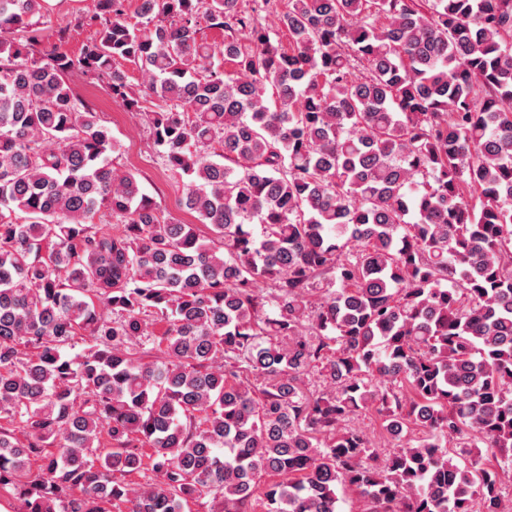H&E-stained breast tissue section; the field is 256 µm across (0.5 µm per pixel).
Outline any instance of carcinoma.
Instances as JSON below:
<instances>
[{
	"mask_svg": "<svg viewBox=\"0 0 512 512\" xmlns=\"http://www.w3.org/2000/svg\"><path fill=\"white\" fill-rule=\"evenodd\" d=\"M269 2L140 0L130 25L91 0L79 54L39 55L47 0H0V496L19 512H251L258 491L265 512H338L339 486L363 512H505L512 0H287L276 32ZM76 73L131 112L160 101L153 143L198 223L112 166ZM369 409L388 441L424 436L382 459L353 425ZM472 434L504 459L459 466L447 443Z\"/></svg>",
	"mask_w": 512,
	"mask_h": 512,
	"instance_id": "obj_1",
	"label": "carcinoma"
}]
</instances>
